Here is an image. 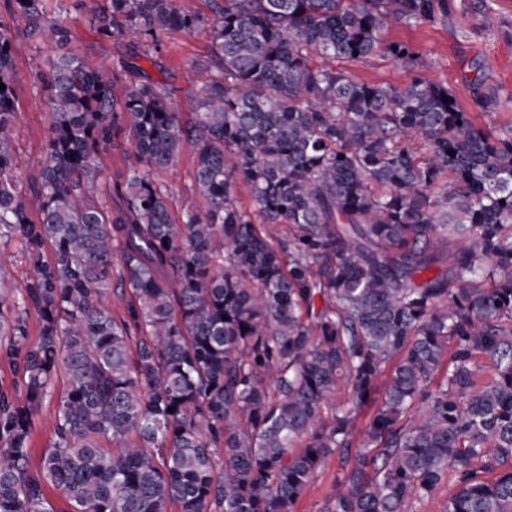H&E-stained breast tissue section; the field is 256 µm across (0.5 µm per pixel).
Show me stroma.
Here are the masks:
<instances>
[{
  "instance_id": "obj_1",
  "label": "stroma",
  "mask_w": 512,
  "mask_h": 512,
  "mask_svg": "<svg viewBox=\"0 0 512 512\" xmlns=\"http://www.w3.org/2000/svg\"><path fill=\"white\" fill-rule=\"evenodd\" d=\"M468 0H448V11L435 22L421 26L389 27L384 38L409 48L415 56L406 64L380 53L363 60L342 62V69L354 79L379 86L400 87L423 75L447 87L460 107L475 111L474 80H483L498 94L501 104L491 119L502 122L512 118V0H492L494 10L489 23L481 19L463 21L462 11ZM102 0H45L49 15L60 18L71 32L68 49L91 67L112 66L125 54L118 45L96 32L90 17ZM54 51L52 45L18 40L13 49L16 65V100L18 113L14 125L18 170L30 176L44 153L49 136V105L43 91L34 88L31 73L41 59ZM208 51L205 30L171 34L160 51L137 64L150 80H163L172 74L177 88L175 101L198 92L200 85L192 63ZM195 162L191 150H184L175 166L161 177L170 196L174 217L187 208L201 205L195 191Z\"/></svg>"
}]
</instances>
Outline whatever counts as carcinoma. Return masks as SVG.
<instances>
[{
	"label": "carcinoma",
	"mask_w": 512,
	"mask_h": 512,
	"mask_svg": "<svg viewBox=\"0 0 512 512\" xmlns=\"http://www.w3.org/2000/svg\"><path fill=\"white\" fill-rule=\"evenodd\" d=\"M207 3L94 15L146 54L209 32L202 92L180 110L167 82L71 54L43 0H3L0 243L35 272L21 291L0 274V359L24 390L0 387V512H51L48 488L70 512H295L334 455L323 512H405L446 480L444 512H512V120L487 123L422 75L383 87L334 66L413 61L384 31L434 22L448 0ZM21 36L56 49L33 73L50 135L28 184ZM121 135L134 161L112 204L93 188ZM187 148L204 204L178 223L156 176ZM114 280L132 291L120 319ZM60 372L34 470L33 419Z\"/></svg>",
	"instance_id": "obj_1"
}]
</instances>
